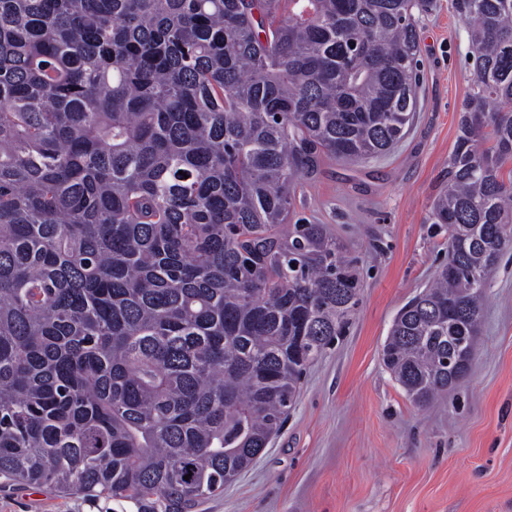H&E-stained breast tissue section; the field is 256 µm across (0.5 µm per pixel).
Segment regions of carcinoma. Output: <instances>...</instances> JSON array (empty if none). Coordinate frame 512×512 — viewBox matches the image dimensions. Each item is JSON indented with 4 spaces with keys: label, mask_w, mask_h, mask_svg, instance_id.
<instances>
[{
    "label": "carcinoma",
    "mask_w": 512,
    "mask_h": 512,
    "mask_svg": "<svg viewBox=\"0 0 512 512\" xmlns=\"http://www.w3.org/2000/svg\"><path fill=\"white\" fill-rule=\"evenodd\" d=\"M454 6L448 262L382 348L421 406L467 375L512 250V0ZM429 7L0 0V478L192 512L252 465L360 300L325 225L288 223L297 185L404 136Z\"/></svg>",
    "instance_id": "cac0c4a2"
}]
</instances>
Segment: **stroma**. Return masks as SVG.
I'll return each instance as SVG.
<instances>
[{"label":"stroma","mask_w":512,"mask_h":512,"mask_svg":"<svg viewBox=\"0 0 512 512\" xmlns=\"http://www.w3.org/2000/svg\"><path fill=\"white\" fill-rule=\"evenodd\" d=\"M418 26L423 78L406 136L361 163L324 159L295 215L326 225L356 261L349 330L312 362L288 420L222 495L196 512H512V254L492 274L468 376L413 403L382 362L397 311L447 260L448 227L428 221L473 61L453 0ZM125 502L49 486L0 488V512H130Z\"/></svg>","instance_id":"35a3bbf8"}]
</instances>
